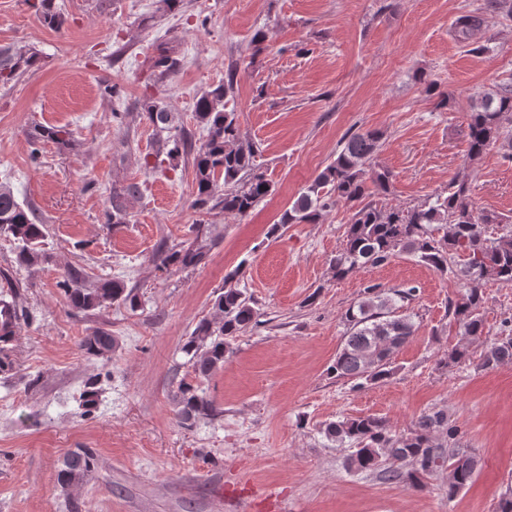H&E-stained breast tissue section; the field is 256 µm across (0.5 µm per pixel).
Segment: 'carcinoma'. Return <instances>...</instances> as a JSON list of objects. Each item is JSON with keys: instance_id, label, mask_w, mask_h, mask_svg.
<instances>
[{"instance_id": "carcinoma-1", "label": "carcinoma", "mask_w": 512, "mask_h": 512, "mask_svg": "<svg viewBox=\"0 0 512 512\" xmlns=\"http://www.w3.org/2000/svg\"><path fill=\"white\" fill-rule=\"evenodd\" d=\"M41 18L51 28L63 24L55 0H40ZM491 2L459 17L454 25L455 40L471 45L475 32L486 26L487 16L500 9ZM34 48L0 51V87L6 86L39 62ZM233 91V77L205 92L195 105L196 121L203 125L205 138L200 144L182 133L159 140L158 150L176 160L191 158L196 193L193 207L199 212L245 215L273 191V184L255 164L256 146L243 139L237 112L227 109ZM512 114V86L504 84L484 93L467 115V159H479L498 143L512 159V133L504 130L505 118ZM113 117L131 126L142 117L162 133L171 129L172 114L156 100L148 98L140 111L115 112ZM382 132L366 130L351 134L341 143L336 158L321 171L306 190L286 209L271 232L283 233L290 224H317L322 212L339 202L353 210L342 250L330 266L338 279H344L367 265L388 263L406 254L441 274L456 279L460 293L448 300V318L458 327L459 342L439 360L444 368L471 362L469 345L485 334L482 308L485 287L493 282L512 285V223L490 212L474 209L466 180L448 185V195H437L408 208H381L369 200L372 192L388 194L393 184L390 170L376 163L382 146ZM38 139L58 145L73 141L66 127L48 128ZM193 237L165 252L161 265L167 269L196 267L205 260L213 242L210 225L201 220L192 226ZM0 235L14 243V263L30 269L49 260L44 248L46 225L38 212L18 201L13 188L0 183ZM241 268L228 272L224 288L212 303L213 313L201 318L182 345L197 383L179 382L174 401L177 415L186 426L201 418L222 413L200 386V382L224 365L231 341L256 324L258 311L247 289L238 287ZM6 286L0 289V375L9 378L13 368L11 343L18 322L26 316L22 294L11 282L10 273L0 272ZM70 307L87 313L113 305L134 308L136 289L119 281L104 280L86 284L79 271L69 269L61 282ZM416 288L384 289L369 285L363 297L344 314L346 335L330 372L361 387L384 381L394 374V358L415 336L417 327L404 306L413 300ZM78 347L89 358L108 359L116 351L112 331L99 326L83 336ZM512 363V336L497 338L486 345L476 368L494 369ZM98 380L85 381L78 408L88 415L98 404ZM325 437L347 448L346 469L376 474L384 482H403L411 488L423 487V479L437 471L448 472V499L470 485L479 470V459L469 448L460 446L458 426L448 421L442 410L421 415L412 429L398 435L385 419L376 416L346 417L330 422ZM92 451L71 453L57 471L56 481L63 488L76 487L95 471Z\"/></svg>"}]
</instances>
